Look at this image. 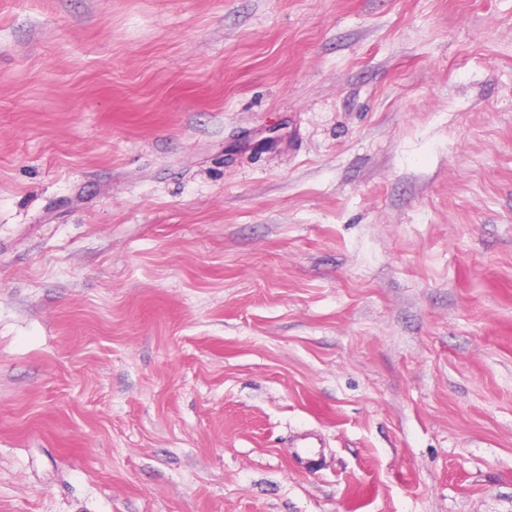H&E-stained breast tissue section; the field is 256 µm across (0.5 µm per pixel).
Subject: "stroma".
<instances>
[{"label":"stroma","instance_id":"stroma-1","mask_svg":"<svg viewBox=\"0 0 512 512\" xmlns=\"http://www.w3.org/2000/svg\"><path fill=\"white\" fill-rule=\"evenodd\" d=\"M0 512H512V0H0Z\"/></svg>","mask_w":512,"mask_h":512}]
</instances>
